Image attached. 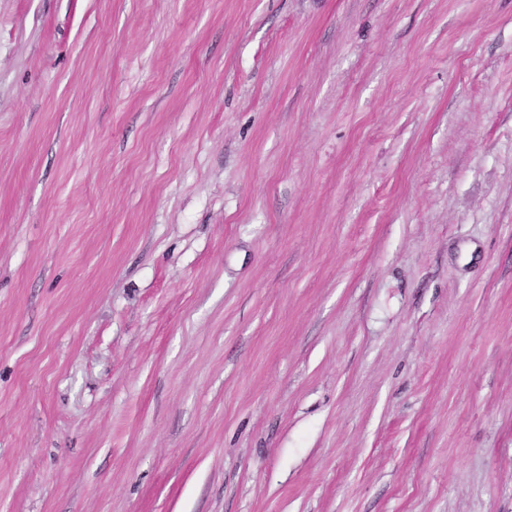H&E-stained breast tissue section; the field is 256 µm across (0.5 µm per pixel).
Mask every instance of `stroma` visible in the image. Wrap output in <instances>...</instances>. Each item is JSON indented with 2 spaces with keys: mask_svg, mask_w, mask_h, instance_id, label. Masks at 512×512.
I'll return each instance as SVG.
<instances>
[{
  "mask_svg": "<svg viewBox=\"0 0 512 512\" xmlns=\"http://www.w3.org/2000/svg\"><path fill=\"white\" fill-rule=\"evenodd\" d=\"M0 512H512V0H0Z\"/></svg>",
  "mask_w": 512,
  "mask_h": 512,
  "instance_id": "stroma-1",
  "label": "stroma"
}]
</instances>
